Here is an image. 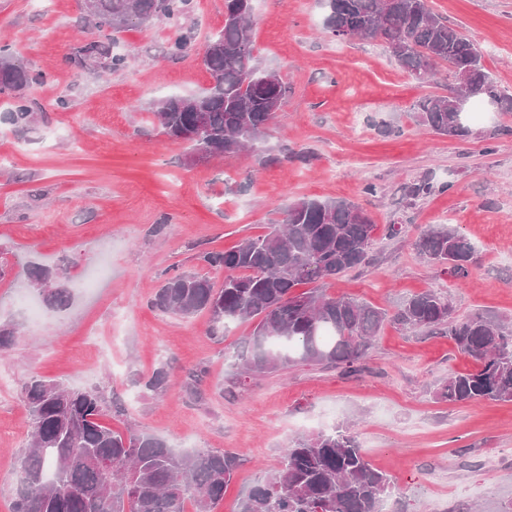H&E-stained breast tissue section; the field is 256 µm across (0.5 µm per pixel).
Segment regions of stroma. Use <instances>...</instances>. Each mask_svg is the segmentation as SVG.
Returning <instances> with one entry per match:
<instances>
[{
  "label": "stroma",
  "mask_w": 512,
  "mask_h": 512,
  "mask_svg": "<svg viewBox=\"0 0 512 512\" xmlns=\"http://www.w3.org/2000/svg\"><path fill=\"white\" fill-rule=\"evenodd\" d=\"M482 53L493 81L512 94V0H429ZM323 0H253L256 54L288 95L253 151L192 156L153 124L148 106L193 96L212 81L207 39L224 26V0H192L191 49L172 59L161 21L115 34L86 19L84 0H0V45L44 82L23 99L0 95V324L17 332L0 353V512H11L29 446L23 387L31 376L98 391L104 425L162 438L177 450L235 451L245 462L217 512L280 464L288 442L354 425L372 465L396 486L387 512H504L512 506V402L448 404L441 381L471 370L445 336L388 323L358 372L294 365L236 374L226 351L244 346L251 322L209 333V315L150 309L166 274L198 271L203 251L233 249L270 231L297 200H347L373 220L375 263L327 287L395 311L434 290L456 315L512 320V112L471 117V138L420 125L416 104L447 94V69L421 84L378 42L323 30ZM88 43L126 56L111 71L76 65ZM25 104L31 128L3 121ZM428 177L444 193L409 202L403 184ZM377 194H367V185ZM401 228L389 236L388 225ZM432 224L471 239L468 284L424 263L412 247ZM60 264L73 289L63 311L28 313L37 295L29 263ZM165 367L167 391L143 383Z\"/></svg>",
  "instance_id": "obj_1"
}]
</instances>
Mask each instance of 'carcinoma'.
Here are the masks:
<instances>
[{"label": "carcinoma", "mask_w": 512, "mask_h": 512, "mask_svg": "<svg viewBox=\"0 0 512 512\" xmlns=\"http://www.w3.org/2000/svg\"><path fill=\"white\" fill-rule=\"evenodd\" d=\"M191 0H90L87 16L120 33L130 26L164 20L174 29L168 54L188 48L182 21ZM229 13L224 28L210 40L203 64L212 87L199 96H170L148 112L171 138L206 153L237 152L265 135L288 93L285 83L259 79L252 5ZM325 30L338 39L379 41L411 78L424 83L435 68L471 69L472 84L512 112V95L502 92L482 64V54L465 35L432 12L425 0H325ZM105 61L118 71L123 55L110 47L77 49L80 66ZM44 75L19 64L0 48V94L18 95ZM452 99L425 97L417 103L420 122L436 134L464 140L456 126ZM6 119L29 126L34 113L20 105ZM435 192L424 177L403 187L411 200ZM375 225L346 200L301 199L290 205L281 223L229 251H205L198 260L224 270L216 286L196 271L166 277L150 299L164 313L210 316V335L222 336L235 321L254 320L247 347L225 354L239 374L277 372L292 364L354 372L386 322L405 330L449 337L470 357L474 370L458 372L435 391L441 402H512V323L481 313L458 317L448 299L425 291L406 299L393 315L350 297L326 293L325 285L371 264ZM431 267L458 282L470 278L476 247L459 230L434 224L412 243ZM27 279L49 309L72 300L62 267L31 265ZM169 374L156 369L144 382L151 392L168 387ZM23 397L31 417L30 446L20 464L19 486L11 512H215L224 489L242 463L231 451H176L150 435L114 430L101 423L103 399L95 390L31 377ZM112 460L107 474L96 460ZM391 479L373 467L356 433L343 426L298 437L284 449L280 466L259 477L240 501L239 512H385Z\"/></svg>", "instance_id": "obj_1"}]
</instances>
